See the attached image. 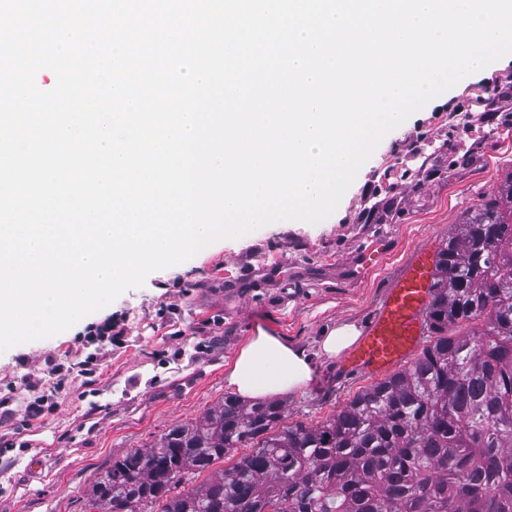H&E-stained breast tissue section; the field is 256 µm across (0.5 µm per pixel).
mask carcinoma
<instances>
[{
	"label": "carcinoma",
	"mask_w": 512,
	"mask_h": 512,
	"mask_svg": "<svg viewBox=\"0 0 512 512\" xmlns=\"http://www.w3.org/2000/svg\"><path fill=\"white\" fill-rule=\"evenodd\" d=\"M428 330L408 367L315 427L286 423L283 400L224 397L115 459L88 508L512 512V172L440 249Z\"/></svg>",
	"instance_id": "obj_1"
}]
</instances>
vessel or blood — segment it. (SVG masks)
I'll return each mask as SVG.
<instances>
[{
    "instance_id": "b4317fda",
    "label": "vessel or blood",
    "mask_w": 512,
    "mask_h": 512,
    "mask_svg": "<svg viewBox=\"0 0 512 512\" xmlns=\"http://www.w3.org/2000/svg\"><path fill=\"white\" fill-rule=\"evenodd\" d=\"M438 246L426 240L373 312L362 341L346 357L355 371L383 377L412 357L426 334Z\"/></svg>"
}]
</instances>
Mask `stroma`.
Wrapping results in <instances>:
<instances>
[{
  "mask_svg": "<svg viewBox=\"0 0 512 512\" xmlns=\"http://www.w3.org/2000/svg\"><path fill=\"white\" fill-rule=\"evenodd\" d=\"M512 72V56L466 77L378 145L336 211L316 224L273 223L215 241L54 337L0 354V512H85L96 477L173 426L200 420L229 388L224 375L258 329L303 349L308 385L286 394L288 424L316 426L373 384L327 357L324 336L365 328L428 236L447 242L462 212L512 172V135L479 144L467 166L422 192L399 184V219L374 223L381 177L422 133L448 137V113ZM49 401L24 423L26 405Z\"/></svg>",
  "mask_w": 512,
  "mask_h": 512,
  "instance_id": "1",
  "label": "stroma"
}]
</instances>
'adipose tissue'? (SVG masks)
I'll return each instance as SVG.
<instances>
[{
  "label": "adipose tissue",
  "mask_w": 512,
  "mask_h": 512,
  "mask_svg": "<svg viewBox=\"0 0 512 512\" xmlns=\"http://www.w3.org/2000/svg\"><path fill=\"white\" fill-rule=\"evenodd\" d=\"M311 377L303 351L261 329L241 350L225 380L242 398L256 401L294 391Z\"/></svg>",
  "instance_id": "ef3b65f1"
}]
</instances>
